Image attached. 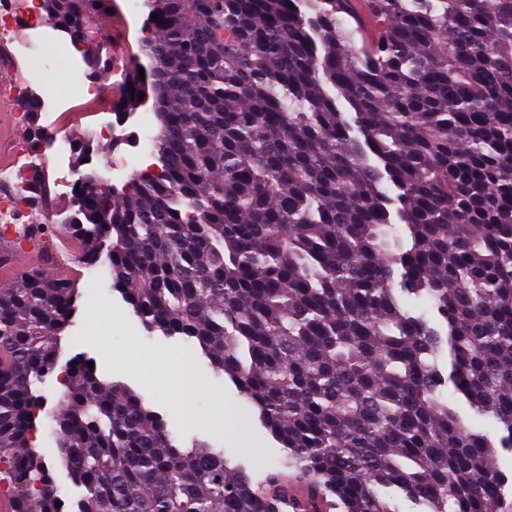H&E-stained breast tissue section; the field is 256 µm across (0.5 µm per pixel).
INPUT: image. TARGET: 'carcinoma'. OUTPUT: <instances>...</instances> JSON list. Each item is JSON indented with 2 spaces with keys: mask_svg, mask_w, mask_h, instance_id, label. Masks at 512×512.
I'll return each mask as SVG.
<instances>
[{
  "mask_svg": "<svg viewBox=\"0 0 512 512\" xmlns=\"http://www.w3.org/2000/svg\"><path fill=\"white\" fill-rule=\"evenodd\" d=\"M84 34L97 0H40ZM148 0L118 115L153 98L155 163L77 198L145 329L197 344L284 451L257 477L176 445L130 387L71 358L79 290L0 287V483L12 512H512V0ZM293 7H288V4ZM41 143V103L26 101ZM75 507L34 444L39 386ZM499 428L474 430L448 402ZM61 506H56V503Z\"/></svg>",
  "mask_w": 512,
  "mask_h": 512,
  "instance_id": "carcinoma-1",
  "label": "carcinoma"
}]
</instances>
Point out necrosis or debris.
<instances>
[{"mask_svg":"<svg viewBox=\"0 0 512 512\" xmlns=\"http://www.w3.org/2000/svg\"><path fill=\"white\" fill-rule=\"evenodd\" d=\"M38 4L39 0H0V44L6 45L9 51L8 61H0V76L12 77L9 89L15 106L10 113L11 122L18 125L26 119L21 102L30 83L26 78L13 75L20 62L34 57L46 58L54 51L65 54L72 70L71 90L64 98L52 91L45 92L42 121L48 138L36 149L25 139H18L13 164L0 168V235L29 221V201L34 185L28 180V173L44 172L49 165L62 166L69 160L73 145L68 136L62 135L63 126L83 121L91 139L112 141L124 139L126 124L137 120L131 113L126 114L124 121L114 120L120 94L112 85L91 77L73 47L59 43L55 48H47L43 34L52 24L42 16ZM19 28L28 31V41L13 42L12 35Z\"/></svg>","mask_w":512,"mask_h":512,"instance_id":"4bbe7bcc","label":"necrosis or debris"}]
</instances>
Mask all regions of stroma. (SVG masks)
<instances>
[{
    "label": "stroma",
    "mask_w": 512,
    "mask_h": 512,
    "mask_svg": "<svg viewBox=\"0 0 512 512\" xmlns=\"http://www.w3.org/2000/svg\"><path fill=\"white\" fill-rule=\"evenodd\" d=\"M37 264L67 269L80 291L77 311L65 332V357L89 358L100 378L122 382L140 394L164 417L181 445H191L196 439L208 442L224 448L232 463L258 473L280 464L283 451L260 424L251 404L226 376L215 373L192 344L147 332L113 291L107 266H100L98 281H91L90 270L48 238L38 247ZM182 360L190 361L197 389H187L175 370V362ZM186 410L197 417L189 428L182 420Z\"/></svg>",
    "instance_id": "35a3bbf8"
}]
</instances>
